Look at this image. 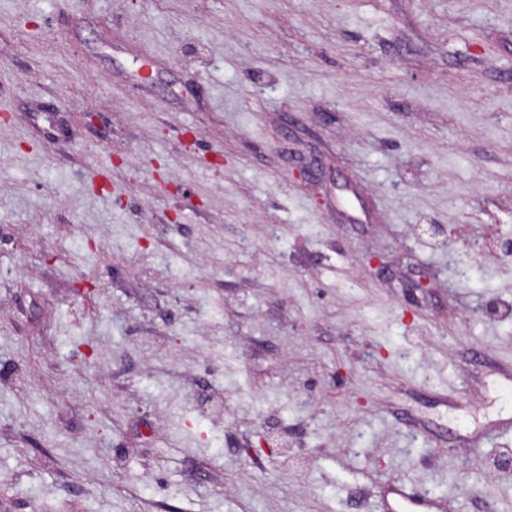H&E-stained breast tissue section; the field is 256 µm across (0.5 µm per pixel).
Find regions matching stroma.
I'll use <instances>...</instances> for the list:
<instances>
[{"mask_svg": "<svg viewBox=\"0 0 512 512\" xmlns=\"http://www.w3.org/2000/svg\"><path fill=\"white\" fill-rule=\"evenodd\" d=\"M510 240L512 0H0V512H512ZM445 510L446 504L443 500L426 492L407 489L396 491L393 500L384 507L386 512H444Z\"/></svg>", "mask_w": 512, "mask_h": 512, "instance_id": "35a3bbf8", "label": "stroma"}]
</instances>
